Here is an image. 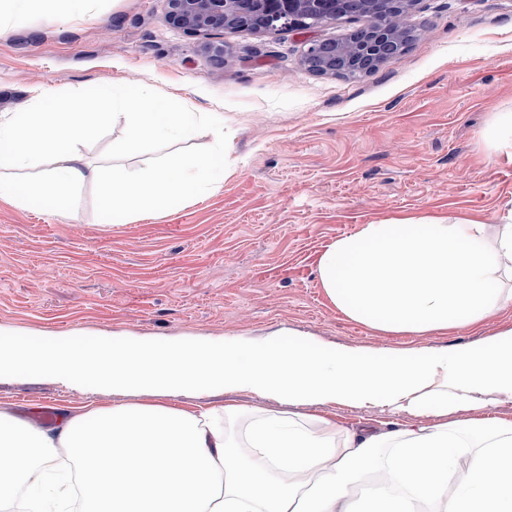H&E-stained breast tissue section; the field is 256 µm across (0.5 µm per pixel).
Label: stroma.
I'll list each match as a JSON object with an SVG mask.
<instances>
[{"label":"stroma","instance_id":"obj_1","mask_svg":"<svg viewBox=\"0 0 512 512\" xmlns=\"http://www.w3.org/2000/svg\"><path fill=\"white\" fill-rule=\"evenodd\" d=\"M166 0H100L78 19L33 13L0 27V113L33 89L96 92L116 78L170 91L236 131L238 165L204 200L156 218L115 224L86 181L71 211L42 200H0V325L22 340L91 343L129 333L194 341L275 332L325 347H477L512 328V310L442 336H378L348 319L316 276L324 246L373 220L464 213L483 217L512 200V150L485 130L512 109V0H418V32L375 72L350 78L308 69L310 40L364 27L346 17L318 27L188 34L168 23ZM224 45L223 63L205 51ZM121 123L82 151L90 167L135 171L175 152L207 153L210 139L113 152ZM115 402L48 371L0 374V410L37 421L45 404Z\"/></svg>","mask_w":512,"mask_h":512}]
</instances>
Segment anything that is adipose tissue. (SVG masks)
I'll list each match as a JSON object with an SVG mask.
<instances>
[{
    "label": "adipose tissue",
    "mask_w": 512,
    "mask_h": 512,
    "mask_svg": "<svg viewBox=\"0 0 512 512\" xmlns=\"http://www.w3.org/2000/svg\"><path fill=\"white\" fill-rule=\"evenodd\" d=\"M93 0H0V25L38 10L84 15ZM122 121L119 154L149 142L212 138L201 156L179 153L136 171L92 170L80 151L97 129ZM235 131L220 112L181 95L117 79L102 93L36 90L0 115V200L70 208L86 180L99 209L121 224L174 201L213 192L231 169ZM51 156L35 181L9 171ZM328 299L384 334L427 336L475 326L512 309V200L490 216H403L332 240L316 266ZM51 371L67 387L132 391L148 404L62 408L43 427L0 410V503L26 492L28 512H69L67 473L46 466L66 452L82 470V512H355L352 489L378 477L381 512H512V423L488 418L512 402V328L478 348H323L274 337L192 343H28L0 327V372ZM221 390L287 404L252 409L244 444L224 430L242 414L226 405L188 410L169 398ZM346 404L390 413L378 428L350 429L318 414Z\"/></svg>",
    "instance_id": "1"
}]
</instances>
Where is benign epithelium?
Returning a JSON list of instances; mask_svg holds the SVG:
<instances>
[{"label":"benign epithelium","instance_id":"7a95c632","mask_svg":"<svg viewBox=\"0 0 512 512\" xmlns=\"http://www.w3.org/2000/svg\"><path fill=\"white\" fill-rule=\"evenodd\" d=\"M170 24L188 33L253 29L277 31L283 28L315 27L340 20L344 0H249L247 9L232 12L230 0H167ZM417 0H366L368 23L362 33L340 42L335 58L326 61V73L358 77L378 67L389 50H401L406 33L391 21L400 11L409 16Z\"/></svg>","mask_w":512,"mask_h":512}]
</instances>
